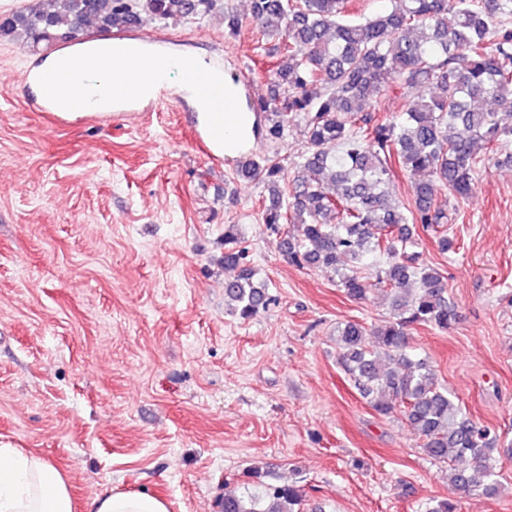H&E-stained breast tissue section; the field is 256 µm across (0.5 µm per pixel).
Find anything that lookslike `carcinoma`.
Returning <instances> with one entry per match:
<instances>
[{
    "label": "carcinoma",
    "mask_w": 512,
    "mask_h": 512,
    "mask_svg": "<svg viewBox=\"0 0 512 512\" xmlns=\"http://www.w3.org/2000/svg\"><path fill=\"white\" fill-rule=\"evenodd\" d=\"M218 0H37L0 20V37L37 49L68 43L92 27L127 32L143 16L178 21ZM389 11L345 18L344 0H252V18L285 40L270 94L255 101L266 131L279 138L304 121L299 175L253 154L236 175L269 187L262 221L282 235L288 261L320 268L346 295L389 296V318L367 328L337 327L339 363L352 387L381 417L398 412L423 451L448 467L455 487L493 498L497 465L512 448L467 415L425 358L411 353L409 331H446L458 319L441 274L420 262L413 225L454 249L436 186L465 198L480 151L512 144V0H392ZM393 83L416 88L407 109L381 121L373 96ZM420 179L413 198H398L395 171ZM224 299L243 320L272 301L254 280L238 225H224ZM304 490L257 467L239 489L224 483L217 512H301Z\"/></svg>",
    "instance_id": "1"
}]
</instances>
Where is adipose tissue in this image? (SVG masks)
I'll list each match as a JSON object with an SVG mask.
<instances>
[{
  "mask_svg": "<svg viewBox=\"0 0 512 512\" xmlns=\"http://www.w3.org/2000/svg\"><path fill=\"white\" fill-rule=\"evenodd\" d=\"M181 57L160 49L128 41L100 38L88 43L68 60L59 55L46 57L33 68L28 81L42 98L51 99L60 118L77 120L85 116L112 114L118 102L112 93L114 82H123L131 99L152 98L179 71ZM219 121L224 139L216 153L231 161L252 150L260 130V116L254 112H224L219 117L200 112L195 117L199 130ZM0 512H73L69 487L63 476L38 456L14 448H0ZM95 512H169L166 502L156 496L111 492L95 502Z\"/></svg>",
  "mask_w": 512,
  "mask_h": 512,
  "instance_id": "obj_1",
  "label": "adipose tissue"
}]
</instances>
